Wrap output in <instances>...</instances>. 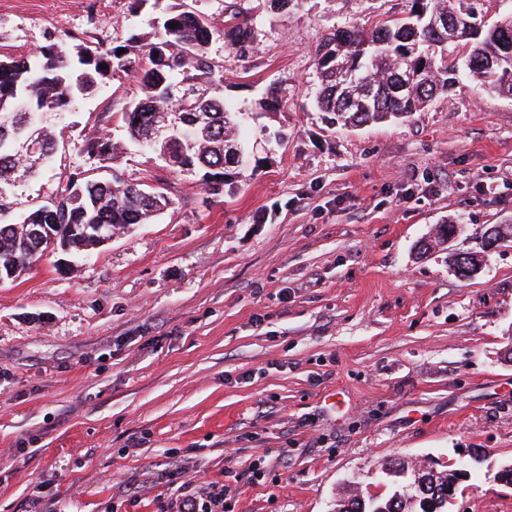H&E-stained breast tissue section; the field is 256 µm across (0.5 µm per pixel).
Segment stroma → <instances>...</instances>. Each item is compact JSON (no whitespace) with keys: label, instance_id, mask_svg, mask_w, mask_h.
<instances>
[{"label":"stroma","instance_id":"35a3bbf8","mask_svg":"<svg viewBox=\"0 0 512 512\" xmlns=\"http://www.w3.org/2000/svg\"><path fill=\"white\" fill-rule=\"evenodd\" d=\"M0 0V53L47 41L102 48L145 34L148 0ZM369 14L303 0L258 20L249 58L214 42L224 96L259 113L265 163L234 193L128 150L104 176L164 184L151 224L84 256L50 253L0 284V512H168L158 476L240 474L226 512H333L390 495L401 459L470 464L449 512H512V240L459 278L452 252L512 225V99L465 78L403 122L347 130L311 102L315 49ZM116 74L53 117L50 167L0 214L19 221L92 166L137 95ZM457 235L417 245L442 222ZM121 149V145L114 142L110 136L91 135L84 140L81 151L90 158L96 157L102 163L111 159L114 160Z\"/></svg>","mask_w":512,"mask_h":512}]
</instances>
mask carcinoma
I'll return each mask as SVG.
<instances>
[{
	"mask_svg": "<svg viewBox=\"0 0 512 512\" xmlns=\"http://www.w3.org/2000/svg\"><path fill=\"white\" fill-rule=\"evenodd\" d=\"M462 0H410L406 16L373 15L367 27L338 30L316 47L320 83L313 106L331 124L361 127L389 119H408L430 102L448 94L458 82V69L448 65V38L431 27L443 15L461 29L475 34L461 41L468 53L464 69L489 90L512 97V11L487 24L477 20ZM177 26L172 28L170 23ZM153 33L132 35L123 43L100 51L85 44L65 49L56 42L34 55L0 54V188L11 191L15 180L37 175L56 152L58 137L48 119L73 106L103 79L117 73L141 76L139 96L125 103L120 120L128 143L146 148L154 125L169 116L177 133L189 131L176 145L168 163L174 170L191 172L211 192L213 184L231 193L238 172L228 157L244 149L246 112L224 99V71L210 57L212 42L245 57L256 48L258 31L251 8L241 0L224 2V27L217 28L194 6V0L167 7L152 18ZM124 53H118V50ZM107 68L102 69L100 65ZM185 85L197 91L189 108L171 101L169 89ZM209 120L188 129L195 111ZM39 138L27 142L30 127ZM121 145L109 136L91 135L81 151L100 162L115 159ZM148 198L138 184L114 172L109 178L88 168L70 176L26 215L24 224L0 223V269L18 278L48 246L31 238V225L47 224L58 241L66 240L78 254L100 245L86 234L87 224H101L123 232L136 224H149L172 204L166 188H149ZM455 474L435 477L425 486L431 497L452 491ZM415 490L391 494L374 501L350 500L337 512H421L407 496Z\"/></svg>",
	"mask_w": 512,
	"mask_h": 512,
	"instance_id": "cac0c4a2",
	"label": "carcinoma"
}]
</instances>
